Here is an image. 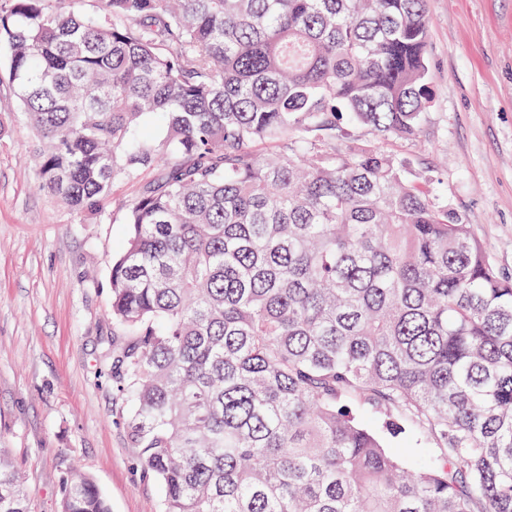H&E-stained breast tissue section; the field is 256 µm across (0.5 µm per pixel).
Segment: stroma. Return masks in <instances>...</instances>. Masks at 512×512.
Returning <instances> with one entry per match:
<instances>
[{"label":"stroma","instance_id":"1","mask_svg":"<svg viewBox=\"0 0 512 512\" xmlns=\"http://www.w3.org/2000/svg\"><path fill=\"white\" fill-rule=\"evenodd\" d=\"M432 102L413 140L382 149L434 179L493 267L512 276V0H429ZM38 134L0 83V452L36 512H58L72 465L111 512H156L160 484L127 439L130 406L103 359L109 270L137 195L116 181L97 216L42 189Z\"/></svg>","mask_w":512,"mask_h":512}]
</instances>
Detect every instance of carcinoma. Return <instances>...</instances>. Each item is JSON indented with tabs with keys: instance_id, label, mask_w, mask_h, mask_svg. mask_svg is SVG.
Wrapping results in <instances>:
<instances>
[{
	"instance_id": "carcinoma-1",
	"label": "carcinoma",
	"mask_w": 512,
	"mask_h": 512,
	"mask_svg": "<svg viewBox=\"0 0 512 512\" xmlns=\"http://www.w3.org/2000/svg\"><path fill=\"white\" fill-rule=\"evenodd\" d=\"M1 49L44 189L139 184L107 350L159 512H512V276L433 181L337 146L419 134L427 0H5ZM59 509L110 512L77 465ZM0 512H32L1 454Z\"/></svg>"
}]
</instances>
